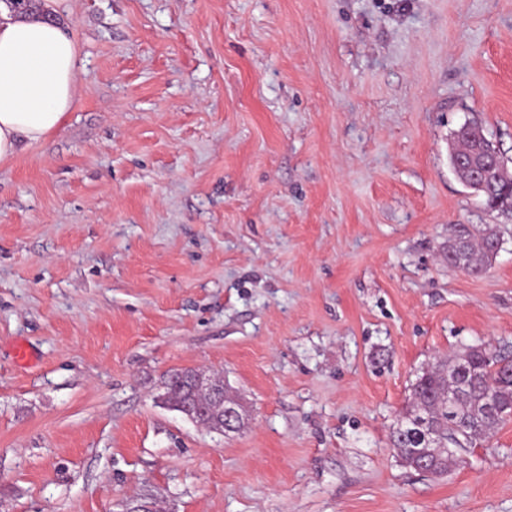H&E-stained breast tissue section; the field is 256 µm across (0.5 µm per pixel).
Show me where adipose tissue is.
I'll return each mask as SVG.
<instances>
[{"label": "adipose tissue", "mask_w": 512, "mask_h": 512, "mask_svg": "<svg viewBox=\"0 0 512 512\" xmlns=\"http://www.w3.org/2000/svg\"><path fill=\"white\" fill-rule=\"evenodd\" d=\"M77 48L63 27L0 4V163L44 142L76 97Z\"/></svg>", "instance_id": "adipose-tissue-1"}]
</instances>
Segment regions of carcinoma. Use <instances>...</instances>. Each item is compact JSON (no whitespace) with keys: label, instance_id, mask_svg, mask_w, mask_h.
<instances>
[{"label":"carcinoma","instance_id":"1","mask_svg":"<svg viewBox=\"0 0 512 512\" xmlns=\"http://www.w3.org/2000/svg\"><path fill=\"white\" fill-rule=\"evenodd\" d=\"M13 17L34 12L33 0H0ZM456 148L450 162L458 157L477 159L486 174L485 189L478 193L491 209L512 213V173L497 158L496 146L483 126L468 121L454 135ZM499 240L495 229L486 227L473 234L470 226L456 225L448 239V259L461 260L464 270L480 275L491 262L490 246ZM505 371L493 368L481 347L469 345L450 360H440L417 375L411 394L392 431V445L397 456L409 458L416 448L431 445L443 463L441 474L448 473L454 456L474 447L498 425L499 418L484 411L486 400L495 396L500 405L512 409V383L502 379ZM166 403L173 409L190 404L207 423L204 411L210 407L208 392L195 389L193 372H174L165 381Z\"/></svg>","mask_w":512,"mask_h":512}]
</instances>
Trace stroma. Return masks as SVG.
<instances>
[{
  "label": "stroma",
  "mask_w": 512,
  "mask_h": 512,
  "mask_svg": "<svg viewBox=\"0 0 512 512\" xmlns=\"http://www.w3.org/2000/svg\"><path fill=\"white\" fill-rule=\"evenodd\" d=\"M52 7L75 103L0 164V512H512V420L441 478L390 441L422 368L512 352V215L448 163L475 120L512 171V0ZM181 369L237 431L161 403ZM476 237L480 238L476 241ZM494 241L500 242L494 228L485 227L475 235L469 225L457 224L453 236L448 239V260L455 263L462 260L464 270L480 275L490 265L489 249Z\"/></svg>",
  "instance_id": "35a3bbf8"
}]
</instances>
